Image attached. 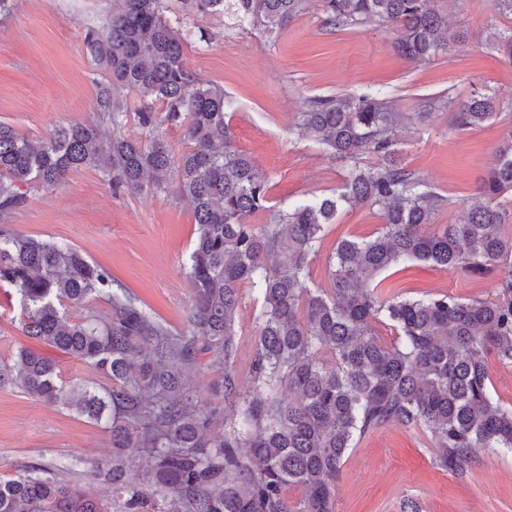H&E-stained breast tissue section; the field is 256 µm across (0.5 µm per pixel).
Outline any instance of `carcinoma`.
<instances>
[{"label":"carcinoma","mask_w":512,"mask_h":512,"mask_svg":"<svg viewBox=\"0 0 512 512\" xmlns=\"http://www.w3.org/2000/svg\"><path fill=\"white\" fill-rule=\"evenodd\" d=\"M170 0H114L104 30L86 34L90 51L115 83L135 90L141 136L120 133L127 107L101 91L105 138L94 125H58L33 140L0 122V216L22 208L23 189L53 187L79 166L103 172L113 190L190 201L197 236L188 278L194 291L190 331L173 336L111 273L63 240H43L0 224V284L15 290L28 336L81 360L112 381L98 392L67 388L53 360L27 348L0 360V389L17 387L112 429V457L92 465L112 483V512H336V480L354 440L388 424L420 427L440 448L439 466L466 468L473 448L512 449V406L493 398L486 355L512 364V271L496 300L448 294L381 298L373 282L406 262L484 273L512 267V132L499 146L480 191L457 224L435 225L446 199L396 158L397 129L424 120L398 112L385 96L342 94L308 101L303 129L328 156L351 162L339 194L316 196L270 216L268 183L239 150L225 121L224 91L186 67L187 34L171 26ZM240 25L277 35L304 0H194ZM335 30L378 22L397 29L403 60H429L448 48L443 0H322ZM162 104L161 110L154 103ZM496 115L494 99L473 94L454 114L460 129ZM184 130L189 149L174 157L158 128ZM381 159L361 165V156ZM376 205L384 224L368 240L343 239L328 258L330 288L306 286L309 257L343 205ZM436 229H431V226ZM247 284L258 295V344L248 392L235 369L237 311ZM112 306L109 322L73 319L69 308L94 298ZM384 316L388 345L372 322ZM224 366L214 392L224 405L196 412L185 401L199 356ZM288 390V399L280 391ZM224 419V436L209 430ZM142 457L138 470L129 460ZM306 495L288 505L284 490ZM0 512H107L60 477L32 466L0 479Z\"/></svg>","instance_id":"cac0c4a2"}]
</instances>
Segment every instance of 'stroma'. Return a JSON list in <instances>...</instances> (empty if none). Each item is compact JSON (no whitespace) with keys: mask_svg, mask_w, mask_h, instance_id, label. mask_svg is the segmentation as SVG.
Listing matches in <instances>:
<instances>
[{"mask_svg":"<svg viewBox=\"0 0 512 512\" xmlns=\"http://www.w3.org/2000/svg\"><path fill=\"white\" fill-rule=\"evenodd\" d=\"M173 26L188 29L184 61L206 83L223 89L226 119L237 148L249 154L268 181V210L249 221L266 223L271 210L340 191L347 165L331 158L297 126L307 100L381 90L401 112L417 111L426 98L441 102L425 122L402 129L398 158L432 184L445 200L437 223L454 224L475 196L498 145L512 132V64L488 40L512 31V15L495 13L491 0H456L448 24L457 34L447 51L411 64L393 49L395 29L371 23L334 31L323 25L321 0H307L277 38L238 26L235 19L197 11L191 0H172ZM112 0H14L0 19V121L21 136L38 138L62 123H98L100 89L130 112L124 132L141 130L134 117L141 99L113 83L89 50V28H102ZM492 96L497 117L481 126L457 129V103L473 91ZM15 231L39 239L65 240L90 262L109 270L143 309L172 334L188 328L193 292L186 276L196 238L191 203L174 195H113L93 166L71 170L62 184L29 191L25 206L7 217ZM383 224L374 205L345 208L327 225L309 262L307 285L328 287L327 258L344 238L368 239ZM496 266L483 274L443 269L424 262L397 265L382 275L386 296L419 298L446 293L462 300L498 296L507 274ZM235 368L241 389L251 384L258 343V303L242 288ZM12 290L0 287V358L35 347L20 325ZM112 452L108 429L74 412L49 406L16 388L0 390V477L36 464L75 462L64 478L77 489L111 504L112 487L95 478L90 463ZM431 434L397 424L356 440L336 486V512H512V452L471 451L464 472L442 469Z\"/></svg>","mask_w":512,"mask_h":512,"instance_id":"stroma-1","label":"stroma"}]
</instances>
